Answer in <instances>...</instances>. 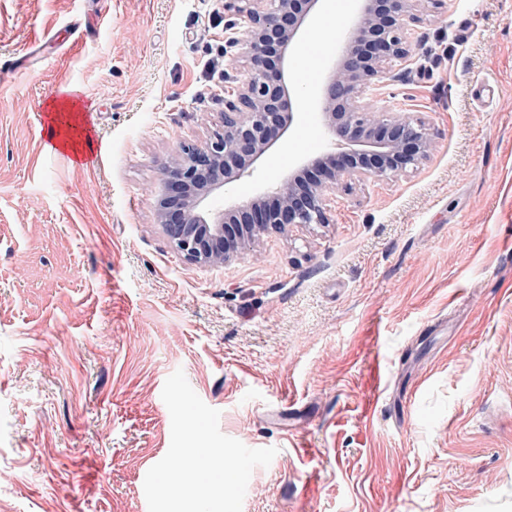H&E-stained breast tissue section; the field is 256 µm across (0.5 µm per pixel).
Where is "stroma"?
I'll list each match as a JSON object with an SVG mask.
<instances>
[{
	"label": "stroma",
	"instance_id": "obj_1",
	"mask_svg": "<svg viewBox=\"0 0 512 512\" xmlns=\"http://www.w3.org/2000/svg\"><path fill=\"white\" fill-rule=\"evenodd\" d=\"M224 0H0V512H148L183 370L223 434L276 448L242 512H512V0H446L378 92L431 159L337 195L332 222L189 264L156 222L163 168L224 110ZM339 15L290 61L318 88ZM82 102L93 150L42 114ZM287 145L206 202L246 204L332 151ZM61 93L63 94L62 97L54 101L51 105L52 112L56 113L51 117V121L57 126L58 130L55 131L52 126L49 140L52 142L53 146H59L65 150L71 149L75 154L81 153L84 156V152L87 150L91 151L92 148V142L89 136H87L84 141L82 147L83 150L79 147L81 140H72L68 131H65L63 136H60V129L62 126L56 120L59 119V112H77L76 103L72 100V98H75L74 91L70 89H63Z\"/></svg>",
	"mask_w": 512,
	"mask_h": 512
}]
</instances>
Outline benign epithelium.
<instances>
[{"mask_svg": "<svg viewBox=\"0 0 512 512\" xmlns=\"http://www.w3.org/2000/svg\"><path fill=\"white\" fill-rule=\"evenodd\" d=\"M319 0H224L237 16L225 44L237 49L247 76L224 98L221 126L203 145L187 144L164 172L165 191L155 216L171 246L194 265H227L272 234L331 223L338 192L367 179L392 180L426 163L434 143L426 122L392 112L366 97L390 68L408 61L410 35L428 11L444 0H361L357 35L340 45L322 86L321 111L336 143L350 150L306 162L317 178L308 183L289 173L267 193L225 212L203 202L215 190L257 169L290 130L300 90L288 75L291 55Z\"/></svg>", "mask_w": 512, "mask_h": 512, "instance_id": "benign-epithelium-1", "label": "benign epithelium"}]
</instances>
